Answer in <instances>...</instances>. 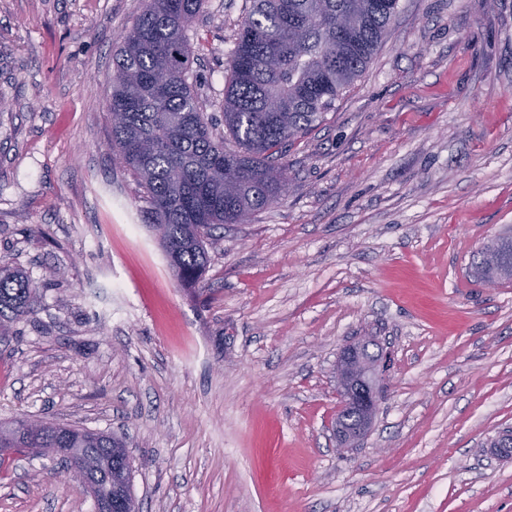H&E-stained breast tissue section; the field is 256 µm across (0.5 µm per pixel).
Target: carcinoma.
<instances>
[{
    "label": "carcinoma",
    "mask_w": 512,
    "mask_h": 512,
    "mask_svg": "<svg viewBox=\"0 0 512 512\" xmlns=\"http://www.w3.org/2000/svg\"><path fill=\"white\" fill-rule=\"evenodd\" d=\"M204 0H144V9L113 58L112 148L151 196V224L173 275L196 282L207 260L205 239L217 224H241L277 202L288 179L282 146L322 118L369 63L398 0H251L230 55L224 84V147L193 91L188 29ZM477 263L487 281L512 278V237ZM37 286L0 265V327L30 312ZM18 449L62 448L93 456L96 499H133L123 443L108 434L23 420L0 426Z\"/></svg>",
    "instance_id": "cac0c4a2"
}]
</instances>
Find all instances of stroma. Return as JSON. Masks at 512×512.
I'll use <instances>...</instances> for the list:
<instances>
[{"label":"stroma","instance_id":"35a3bbf8","mask_svg":"<svg viewBox=\"0 0 512 512\" xmlns=\"http://www.w3.org/2000/svg\"><path fill=\"white\" fill-rule=\"evenodd\" d=\"M144 0H0V261L38 284L0 343V423L122 437L140 512H512V0H399L370 63L283 146L281 199L211 231L180 284L111 147L112 55ZM247 0H205L193 85L222 118ZM390 352L340 452L336 362ZM53 457L0 512H95ZM494 251L497 264H489L483 257L486 252ZM482 277L487 281L507 280L512 278V237L511 235L499 237L494 240L485 251L481 252L477 263Z\"/></svg>","mask_w":512,"mask_h":512}]
</instances>
